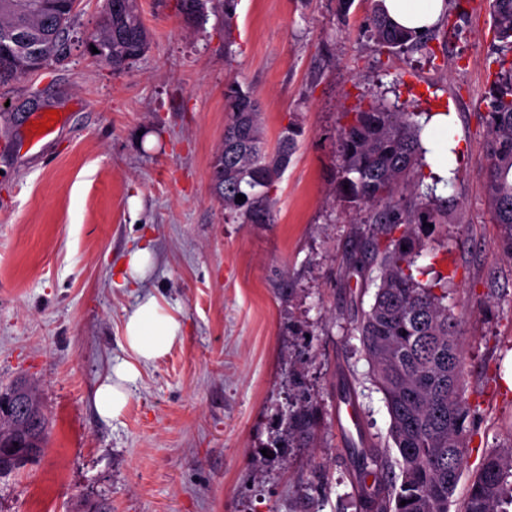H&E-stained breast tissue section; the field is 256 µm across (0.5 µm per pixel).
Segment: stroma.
<instances>
[{
	"label": "stroma",
	"instance_id": "obj_1",
	"mask_svg": "<svg viewBox=\"0 0 512 512\" xmlns=\"http://www.w3.org/2000/svg\"><path fill=\"white\" fill-rule=\"evenodd\" d=\"M177 0H138L149 49L122 71L86 42L104 0H78L65 53L0 85V389L23 380L50 418L40 459L0 477V512H356L360 447L389 444L356 318L380 271L357 269L356 207L334 191L339 129L359 102L448 112V221L421 227L420 266L448 275L474 410L450 512L485 455L512 438V259L497 249L481 172L480 119L498 42L487 0H460L429 49H381L354 0H234L185 24ZM256 93L268 144L303 128L275 185L270 224L243 223L211 185L224 84ZM61 127L17 150L39 113ZM149 241L139 289L112 275ZM181 310L185 336L140 367L114 420L93 395L126 360L137 294ZM351 398L364 442L337 429ZM317 412L307 445L288 438L299 399Z\"/></svg>",
	"mask_w": 512,
	"mask_h": 512
}]
</instances>
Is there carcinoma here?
<instances>
[{"mask_svg":"<svg viewBox=\"0 0 512 512\" xmlns=\"http://www.w3.org/2000/svg\"><path fill=\"white\" fill-rule=\"evenodd\" d=\"M178 0L184 19L207 20L200 3ZM492 28L500 53L481 119L486 127L489 164L483 173L492 216L499 224L498 248L512 259V0H490ZM74 14L65 0H0V85L42 68L64 54ZM367 30L381 48L428 47L430 33L414 35L397 28L379 7L367 17ZM92 44L95 57L121 70L149 45L137 0H104ZM224 141L212 165L216 196L229 212L249 224L274 221L275 183L288 167L302 128L285 127L274 148L266 145L259 100L250 88L231 80L224 90ZM416 113L393 110L378 100L345 113L340 128V196L364 206L369 234L361 250L380 270L370 310L357 322L370 377L382 393L390 416L389 436L398 453L399 474L383 479V462L363 458L359 482L373 480L361 493L358 512H448L466 463V373L458 341L459 322L444 300L448 280L441 274L424 286L417 275L416 227L448 223V202L434 186H423L426 167ZM246 200L236 202L237 195ZM401 231L395 237V231ZM407 250H402V247ZM31 400L35 420L0 415V476L23 468L44 448L49 417L32 389L17 383ZM315 425L313 408L300 405L288 414V432L306 442ZM406 504H401V501ZM462 512H512V439L489 452L474 476Z\"/></svg>","mask_w":512,"mask_h":512,"instance_id":"carcinoma-1","label":"carcinoma"}]
</instances>
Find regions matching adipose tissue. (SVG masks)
Listing matches in <instances>:
<instances>
[{"mask_svg":"<svg viewBox=\"0 0 512 512\" xmlns=\"http://www.w3.org/2000/svg\"><path fill=\"white\" fill-rule=\"evenodd\" d=\"M381 6L398 26L415 31L429 29L446 9V0H381ZM184 336L178 308L149 294L137 297L122 323L123 349L129 358L96 388L94 406L102 419L118 418L128 401L126 382L138 373L141 364L161 359Z\"/></svg>","mask_w":512,"mask_h":512,"instance_id":"1","label":"adipose tissue"}]
</instances>
